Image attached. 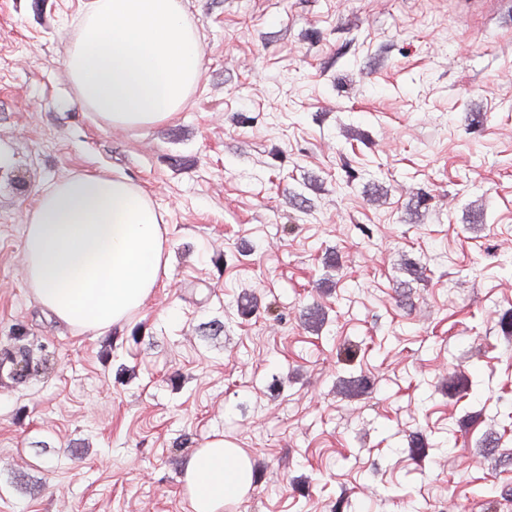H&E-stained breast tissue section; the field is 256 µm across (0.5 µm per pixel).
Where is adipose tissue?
I'll use <instances>...</instances> for the list:
<instances>
[{
  "instance_id": "adipose-tissue-1",
  "label": "adipose tissue",
  "mask_w": 512,
  "mask_h": 512,
  "mask_svg": "<svg viewBox=\"0 0 512 512\" xmlns=\"http://www.w3.org/2000/svg\"><path fill=\"white\" fill-rule=\"evenodd\" d=\"M66 67L80 102L112 127L158 124L179 112L203 59L180 0H90ZM24 277L61 322L97 333L138 309L164 264L161 219L146 193L103 172L41 188L23 226ZM185 482L192 512H224L252 483L237 448L214 438Z\"/></svg>"
}]
</instances>
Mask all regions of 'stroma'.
Here are the masks:
<instances>
[{
	"mask_svg": "<svg viewBox=\"0 0 512 512\" xmlns=\"http://www.w3.org/2000/svg\"><path fill=\"white\" fill-rule=\"evenodd\" d=\"M88 3L0 0V512H190L215 437L253 466L224 512H512V0H181L203 75L138 128L76 95ZM84 172L167 258L94 335L22 275Z\"/></svg>",
	"mask_w": 512,
	"mask_h": 512,
	"instance_id": "stroma-1",
	"label": "stroma"
}]
</instances>
